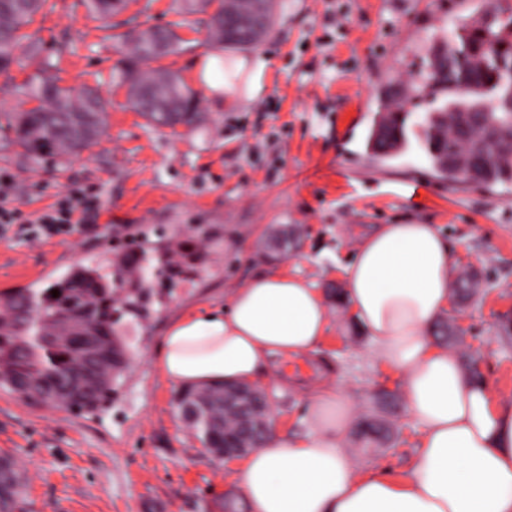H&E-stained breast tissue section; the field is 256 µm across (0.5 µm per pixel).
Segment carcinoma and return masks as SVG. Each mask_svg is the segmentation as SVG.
Returning a JSON list of instances; mask_svg holds the SVG:
<instances>
[{
	"label": "carcinoma",
	"instance_id": "cac0c4a2",
	"mask_svg": "<svg viewBox=\"0 0 512 512\" xmlns=\"http://www.w3.org/2000/svg\"><path fill=\"white\" fill-rule=\"evenodd\" d=\"M48 0H0V73L36 61L26 96L37 102L31 109L14 114L9 129L21 155L32 161L47 158L68 160L96 146L104 133L105 102L98 95L74 94L60 85L58 62L67 52L64 44L37 59L40 48L23 32L44 9ZM89 12L104 23L106 38L123 50L124 57L112 72V79L128 85L135 93L138 111L153 124L174 128L192 126L198 118L197 100L179 77L155 66L161 55L150 47L157 37L165 41L166 53L176 51L178 38L170 28L149 26L130 18L112 24V17L125 10L127 0H86ZM213 9L208 27L226 49H246L265 36L272 16L254 11L252 0H236V25L228 30L224 22V0H183L175 12L183 16ZM124 31H119V28ZM512 28V12L499 10L484 15L482 25L466 23L448 32L444 54L437 61L411 75L409 93L416 99L429 92L448 95L449 104L420 124L427 152L439 176L450 181L462 179L477 186L512 181V49L502 50L503 32ZM467 65V77L480 88L471 97L462 92L460 71ZM407 108L386 100L369 142L373 153L392 156L405 144ZM144 254L134 250L122 260L104 268L88 263L72 269L61 280L40 291L17 290L0 294V388L10 390L34 405L56 403L78 410L98 409L112 399L116 381L123 370L108 359L93 364L98 377L94 393L75 390L74 383L85 369L71 343L60 340L39 343L57 328V315L74 310L107 324L102 341L112 343L120 336L115 325L128 312H146L143 288L148 276ZM58 296H52V291ZM186 399L204 395L209 400L205 419L192 424L202 442L222 448L239 434L242 413L224 410V386L183 391ZM360 434L367 440L388 438L381 422L367 420ZM21 480L13 464L0 460V512H25Z\"/></svg>",
	"mask_w": 512,
	"mask_h": 512
}]
</instances>
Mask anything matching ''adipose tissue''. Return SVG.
<instances>
[{
  "label": "adipose tissue",
  "instance_id": "ef3b65f1",
  "mask_svg": "<svg viewBox=\"0 0 512 512\" xmlns=\"http://www.w3.org/2000/svg\"><path fill=\"white\" fill-rule=\"evenodd\" d=\"M453 255L432 224H384L361 238L341 302L387 366L404 380L420 450L404 480L355 472L345 449L353 407L339 382L308 400V428L271 424L230 480L248 512H512V402H493L457 353L435 337L449 301ZM333 326L318 288L263 272L226 305L173 319L155 355L183 389L254 382L277 360L315 352Z\"/></svg>",
  "mask_w": 512,
  "mask_h": 512
}]
</instances>
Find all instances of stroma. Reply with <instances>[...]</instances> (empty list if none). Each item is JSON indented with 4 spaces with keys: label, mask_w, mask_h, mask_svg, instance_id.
I'll list each match as a JSON object with an SVG mask.
<instances>
[{
    "label": "stroma",
    "mask_w": 512,
    "mask_h": 512,
    "mask_svg": "<svg viewBox=\"0 0 512 512\" xmlns=\"http://www.w3.org/2000/svg\"><path fill=\"white\" fill-rule=\"evenodd\" d=\"M49 3L28 31L44 49L66 44L63 83L98 89L107 130L80 158L24 165L4 124L30 105L22 90L30 71L12 67L0 74V172L35 185L15 200L24 212L48 210L74 188L96 195L98 206L67 235L38 243L0 235V292L44 288L74 265L132 249L153 258L179 244L205 261L175 286L149 288L146 317L119 322L131 362L107 406L38 407L0 389V457L24 479L27 512H247L228 485L232 463L204 450L178 412L177 387L153 363L165 328L178 314L224 305L269 269L336 300L356 243L380 224L436 225L455 272L476 274L479 288L452 293L441 344L461 365L477 360L493 399L512 400V330L504 328L512 318V183L476 187L436 173L420 128L439 105L430 95L409 103L398 155L382 159L369 148L382 94L424 69L448 29L512 0H278L271 32L246 50L224 48L205 15H195L177 30L179 51L160 62L199 101L198 123L174 131L149 124L127 87L113 82L120 55L84 0ZM210 54L236 64L233 105L201 82ZM320 369L343 378L356 417L394 430L388 443L363 451L348 434L353 464L402 479L421 431L404 401L381 398L400 393V378L347 318L317 359L288 364L303 380ZM271 402L284 431H305L303 391Z\"/></svg>",
    "instance_id": "35a3bbf8"
}]
</instances>
